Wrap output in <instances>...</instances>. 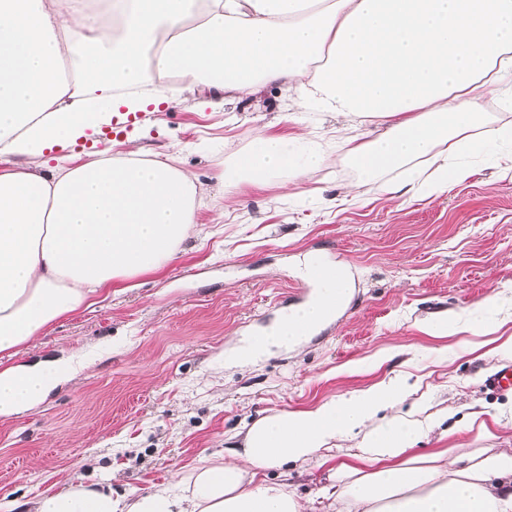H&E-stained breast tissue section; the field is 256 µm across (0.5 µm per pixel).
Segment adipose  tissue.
<instances>
[{
	"label": "adipose tissue",
	"mask_w": 512,
	"mask_h": 512,
	"mask_svg": "<svg viewBox=\"0 0 512 512\" xmlns=\"http://www.w3.org/2000/svg\"><path fill=\"white\" fill-rule=\"evenodd\" d=\"M153 74L214 109L280 84L304 111L362 127L345 140L362 177L399 171L427 195L464 180L466 157L487 148L512 159V122L480 114L490 94L512 110V0H0V417L74 371L70 357L14 363L19 350L162 270L195 229L199 190L176 156L68 153L146 111ZM324 161L307 134L258 131L221 175L224 201L243 185H298ZM314 286L246 355L294 343L349 294L341 268ZM411 394L396 375L260 418L223 461L198 458L175 494L74 478L36 512H512V448L417 450L432 435L512 429V414H427ZM312 468L328 481L304 498L288 480ZM270 470L279 481L261 480Z\"/></svg>",
	"instance_id": "obj_1"
}]
</instances>
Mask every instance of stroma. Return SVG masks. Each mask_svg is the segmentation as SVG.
I'll return each instance as SVG.
<instances>
[{
    "mask_svg": "<svg viewBox=\"0 0 512 512\" xmlns=\"http://www.w3.org/2000/svg\"><path fill=\"white\" fill-rule=\"evenodd\" d=\"M298 113V123L284 114ZM329 116L299 112L276 86L215 111L181 97L112 127L147 153H176L202 196L183 253L158 273L47 329L34 362L94 348L45 401L0 417V512H34L68 477H115L121 491L175 486L197 457L223 456L256 419L307 410L401 371L431 408L512 406L487 378L493 349L512 336V170L494 154L441 196L390 194L394 174L360 179L343 151L295 187L241 186L225 205L220 175L259 129L334 136ZM346 267L350 299L335 319L290 348L251 360L237 349L312 291L305 257ZM501 305L491 309L490 297ZM460 315L466 331L431 336L429 322Z\"/></svg>",
    "mask_w": 512,
    "mask_h": 512,
    "instance_id": "1",
    "label": "stroma"
}]
</instances>
